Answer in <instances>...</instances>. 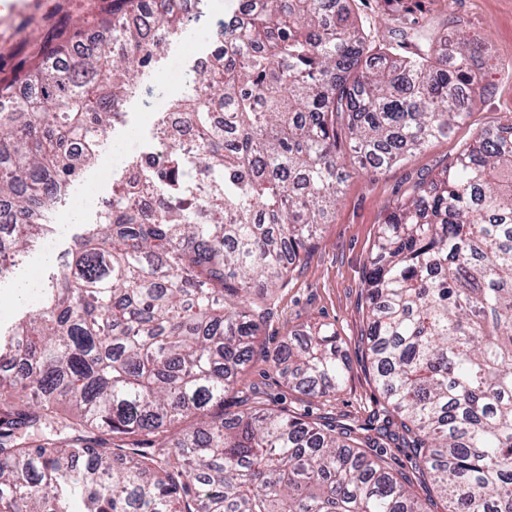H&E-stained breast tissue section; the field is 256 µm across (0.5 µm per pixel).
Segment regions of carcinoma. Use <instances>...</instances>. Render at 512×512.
<instances>
[{"label": "carcinoma", "mask_w": 512, "mask_h": 512, "mask_svg": "<svg viewBox=\"0 0 512 512\" xmlns=\"http://www.w3.org/2000/svg\"><path fill=\"white\" fill-rule=\"evenodd\" d=\"M184 0H112V47L59 38L0 85V275L33 238L137 90L139 69L198 16ZM349 0H245L242 31L152 122L162 163L128 162L96 223L58 260L47 300L0 345V512H512V119L479 132L378 227L367 353L386 406L310 421L256 401L224 410L279 290L330 223L349 176L404 161L464 120L488 68L480 44L370 55ZM224 108V121L215 112ZM272 361L333 396L348 365L312 326Z\"/></svg>", "instance_id": "1"}]
</instances>
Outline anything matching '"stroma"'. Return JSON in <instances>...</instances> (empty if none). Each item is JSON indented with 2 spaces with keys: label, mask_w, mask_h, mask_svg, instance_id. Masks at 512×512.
Listing matches in <instances>:
<instances>
[{
  "label": "stroma",
  "mask_w": 512,
  "mask_h": 512,
  "mask_svg": "<svg viewBox=\"0 0 512 512\" xmlns=\"http://www.w3.org/2000/svg\"><path fill=\"white\" fill-rule=\"evenodd\" d=\"M239 7L240 0H203V18L186 26L190 39L182 47H168L164 58L142 70L138 90L125 104L126 126L111 129L101 148L112 160L109 172L89 168L73 181L52 213L53 234L36 239L24 262L0 278L1 331L8 330L38 301V290L53 262L69 249L83 225L95 223L99 201L111 194L112 179L124 173L127 157L153 149L150 116L165 111L175 96L190 92L191 76L199 61L219 46L221 22ZM103 8L104 0H39L33 11L0 18V81H11L33 65L43 48L68 30L70 16H83L90 24ZM354 9L371 30V52H379L389 43L388 30L396 17L408 27L431 22L447 42L454 40L455 27L460 24L483 44L485 55L498 69L486 77L488 89L477 98L466 120L449 136L416 151L408 161L366 174L358 172L350 152H343L350 177L334 221L320 227L287 288L280 291L261 336L265 353L246 371L248 383L268 402L311 419L328 413L342 421L363 419L383 403L364 342L365 278L377 229L396 199L412 184L433 177L478 131L512 118V0H355ZM173 67L180 73L175 82L167 77ZM22 283L28 286L23 293L18 290ZM315 322L334 327L349 365L344 388L327 398H311L289 389L265 358L286 338L301 335L306 325Z\"/></svg>",
  "instance_id": "1"
}]
</instances>
